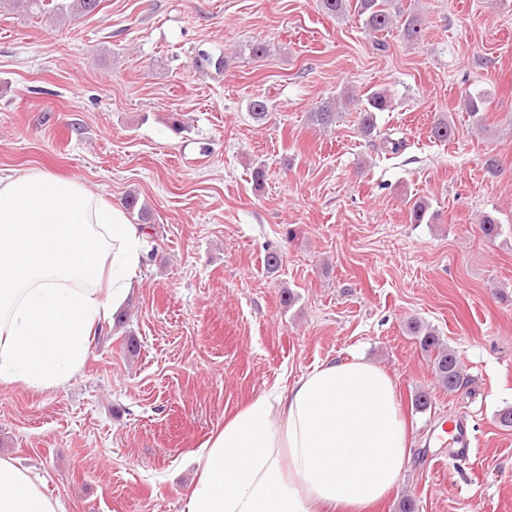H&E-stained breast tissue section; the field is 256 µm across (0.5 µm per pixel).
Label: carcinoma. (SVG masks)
Returning <instances> with one entry per match:
<instances>
[{
    "label": "carcinoma",
    "mask_w": 512,
    "mask_h": 512,
    "mask_svg": "<svg viewBox=\"0 0 512 512\" xmlns=\"http://www.w3.org/2000/svg\"><path fill=\"white\" fill-rule=\"evenodd\" d=\"M11 6L18 12L42 15L52 14L60 20H76L93 13L101 0H10ZM322 9L333 16H340L352 9L366 31L371 34L399 32L406 40L419 39L422 31V19L414 12L393 14L392 0H321ZM389 107L387 93L375 90L360 102L358 121L362 132L370 136L377 129V114ZM465 112L471 124L483 127L485 121V99L482 96H467ZM337 102L325 100L311 113L313 125L328 128L336 122ZM456 125L448 119H439L430 128V137L439 142H447L455 135ZM435 214L430 212L428 200L420 198L410 204V220L414 224L432 222ZM480 229L489 239L497 237L502 224L490 213L481 216ZM409 330L418 336L423 350L433 354V372L439 383L448 392L459 390L464 384V368L457 352L443 344L433 330L425 328L418 322L409 323Z\"/></svg>",
    "instance_id": "obj_1"
}]
</instances>
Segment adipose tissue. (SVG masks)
I'll return each mask as SVG.
<instances>
[{
    "label": "adipose tissue",
    "mask_w": 512,
    "mask_h": 512,
    "mask_svg": "<svg viewBox=\"0 0 512 512\" xmlns=\"http://www.w3.org/2000/svg\"><path fill=\"white\" fill-rule=\"evenodd\" d=\"M144 225L74 179L0 175V384L66 386L126 301ZM409 457L396 381L363 355L316 363L239 409L195 454L186 512H368ZM0 512H61L0 458Z\"/></svg>",
    "instance_id": "1"
}]
</instances>
